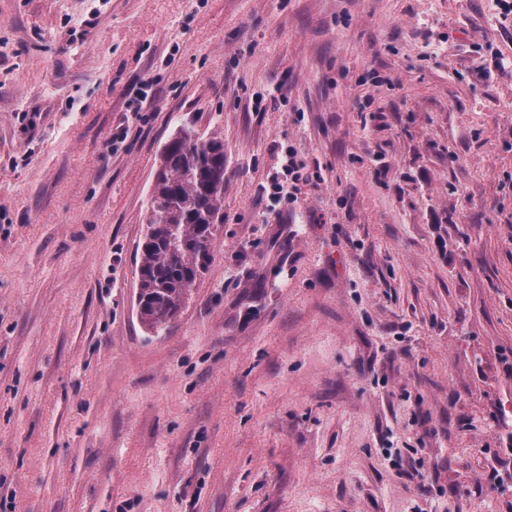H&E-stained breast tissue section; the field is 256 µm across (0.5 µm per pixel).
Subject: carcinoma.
I'll return each instance as SVG.
<instances>
[{
	"label": "carcinoma",
	"mask_w": 512,
	"mask_h": 512,
	"mask_svg": "<svg viewBox=\"0 0 512 512\" xmlns=\"http://www.w3.org/2000/svg\"><path fill=\"white\" fill-rule=\"evenodd\" d=\"M224 198V143L182 127L164 147L138 249V317L157 333L208 271Z\"/></svg>",
	"instance_id": "1"
}]
</instances>
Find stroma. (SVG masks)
<instances>
[{"mask_svg":"<svg viewBox=\"0 0 512 512\" xmlns=\"http://www.w3.org/2000/svg\"><path fill=\"white\" fill-rule=\"evenodd\" d=\"M182 125L222 221L154 335ZM0 512H512L497 0H0ZM138 249V317L159 333L208 271L224 198V143L181 127L164 147Z\"/></svg>","mask_w":512,"mask_h":512,"instance_id":"stroma-1","label":"stroma"}]
</instances>
